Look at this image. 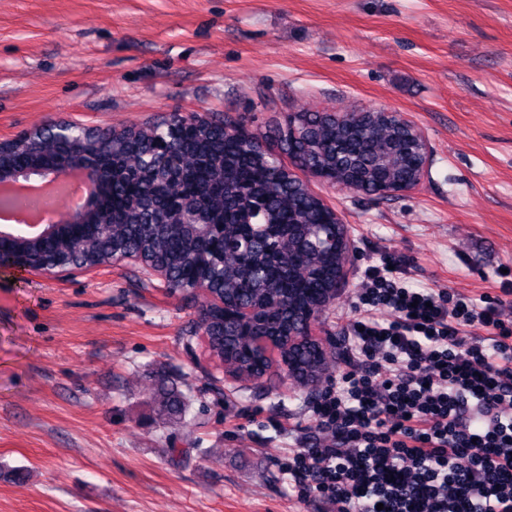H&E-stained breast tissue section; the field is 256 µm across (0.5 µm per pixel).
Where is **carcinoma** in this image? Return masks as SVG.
<instances>
[{
    "mask_svg": "<svg viewBox=\"0 0 512 512\" xmlns=\"http://www.w3.org/2000/svg\"><path fill=\"white\" fill-rule=\"evenodd\" d=\"M383 111L372 108L342 123L302 112L277 129L280 148L296 167L341 189L413 182L423 158L409 150L410 130ZM27 148L72 163L88 153L99 157L107 199L101 207L112 212L104 231L73 246L60 239L32 263L56 257L76 266L106 264L126 252L165 270L172 289H212L203 305L212 351L244 380L262 379L273 367L253 337L288 335L304 310L336 287L339 252L316 247L318 226L340 223L336 212L262 143L223 119L193 116L186 124L97 131L83 145L36 135L4 160ZM280 240L286 248L274 249ZM242 303L260 308L261 319L240 322ZM326 361L314 350L296 359L309 377ZM155 402L164 419L175 421L186 417L190 398L163 387Z\"/></svg>",
    "mask_w": 512,
    "mask_h": 512,
    "instance_id": "carcinoma-1",
    "label": "carcinoma"
}]
</instances>
